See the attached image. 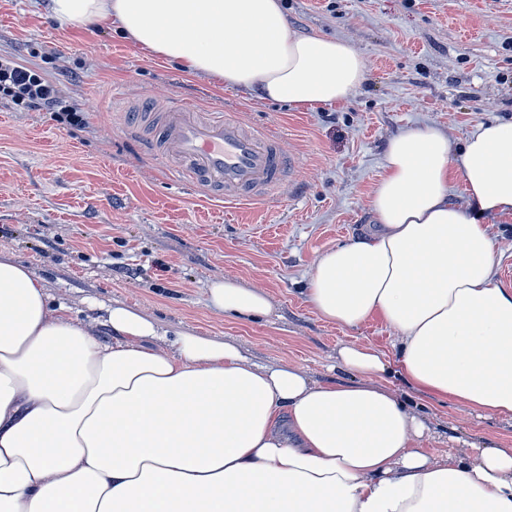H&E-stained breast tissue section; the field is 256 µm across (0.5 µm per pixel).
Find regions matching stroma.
<instances>
[{
    "label": "stroma",
    "instance_id": "obj_1",
    "mask_svg": "<svg viewBox=\"0 0 512 512\" xmlns=\"http://www.w3.org/2000/svg\"><path fill=\"white\" fill-rule=\"evenodd\" d=\"M304 34L348 42L366 63L349 101L292 110L217 87L124 39L115 28H71L36 0H0V58L60 89L84 123L0 98V254L28 263L51 300L115 336L106 310L120 303L168 333L191 331L237 345L260 365L293 363L320 383L351 382L335 369L348 342L386 350L391 329L327 324L305 303L316 261L370 228V196L391 138L433 126L451 153L478 126L512 120V0H282ZM223 106L276 133L303 171L260 204L214 202L166 177L126 129L143 93ZM225 277L270 296L269 316L211 309L207 287ZM416 403L425 446L459 439L512 448V418L477 417L449 400Z\"/></svg>",
    "mask_w": 512,
    "mask_h": 512
}]
</instances>
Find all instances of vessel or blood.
Wrapping results in <instances>:
<instances>
[{
	"label": "vessel or blood",
	"mask_w": 512,
	"mask_h": 512,
	"mask_svg": "<svg viewBox=\"0 0 512 512\" xmlns=\"http://www.w3.org/2000/svg\"><path fill=\"white\" fill-rule=\"evenodd\" d=\"M144 151L161 156L170 174L188 176L214 200L227 203L268 199L298 158L267 130L213 107L202 112L190 102H165L157 134L141 140Z\"/></svg>",
	"instance_id": "vessel-or-blood-1"
}]
</instances>
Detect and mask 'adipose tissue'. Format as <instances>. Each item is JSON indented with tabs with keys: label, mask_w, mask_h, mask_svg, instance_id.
<instances>
[{
	"label": "adipose tissue",
	"mask_w": 512,
	"mask_h": 512,
	"mask_svg": "<svg viewBox=\"0 0 512 512\" xmlns=\"http://www.w3.org/2000/svg\"><path fill=\"white\" fill-rule=\"evenodd\" d=\"M60 26L115 25L134 45L228 89L306 109L346 102L362 56L297 33L281 0H48ZM462 180L470 207L450 203ZM375 227L322 255L305 301L327 323L377 319L389 351L336 352L348 384L160 326L124 305L101 342L0 256V512H512V448L461 441L438 458L408 393L512 418V289L494 278L487 218L512 215V121L393 137ZM208 304L269 315L260 288L217 280Z\"/></svg>",
	"instance_id": "obj_1"
}]
</instances>
